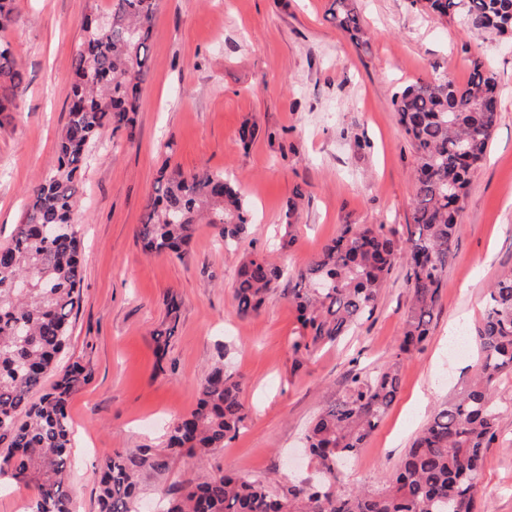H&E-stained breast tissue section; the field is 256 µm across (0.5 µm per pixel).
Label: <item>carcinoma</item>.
<instances>
[{
    "label": "carcinoma",
    "mask_w": 512,
    "mask_h": 512,
    "mask_svg": "<svg viewBox=\"0 0 512 512\" xmlns=\"http://www.w3.org/2000/svg\"><path fill=\"white\" fill-rule=\"evenodd\" d=\"M413 2L441 19H461L474 32L512 38V0ZM158 8L159 0H116L107 15L83 18L57 168L31 187L22 223L0 246V480L32 490L26 512H76L67 483L74 466L69 405L87 374L74 364L49 391L34 394L64 350L80 302L77 176L104 129L135 133ZM330 15L351 42L367 44L355 0H332ZM13 23L12 0H0V112L17 108L24 80L6 37ZM499 97L498 81L481 59L472 61L463 85L434 78L397 91L393 112L416 158L405 248L381 225L345 224L297 273L288 300L302 329L295 349L307 352L336 344L372 317L401 250L412 293L395 356L369 374H351L344 398L308 429L317 482L206 473L169 486L162 495L165 512H475V478L497 430L494 382L512 372V268L490 285L485 313L470 335L480 355L477 373L437 406L397 470L379 488L350 495L336 493V479L338 463L364 446L396 400L402 357L429 336L466 190L499 121ZM201 223L235 246L254 214L222 172L162 169L137 228L143 249L178 255ZM284 274L264 255L244 258L234 284L238 313H259ZM179 321L180 304L172 296L152 331L157 354L164 355ZM245 416L240 377L223 362L210 366L195 407L168 425L165 447L116 450L100 464L99 512H139L144 471L163 474L182 454L203 463L224 451Z\"/></svg>",
    "instance_id": "cac0c4a2"
}]
</instances>
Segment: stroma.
<instances>
[{"label":"stroma","mask_w":512,"mask_h":512,"mask_svg":"<svg viewBox=\"0 0 512 512\" xmlns=\"http://www.w3.org/2000/svg\"><path fill=\"white\" fill-rule=\"evenodd\" d=\"M115 0H15L11 51L23 74L19 107L0 113V244L23 220L29 189L57 165L70 61L81 21ZM331 0H161L149 41L134 135L105 129L80 175L75 215L81 300L64 354L43 389L80 364L88 382L70 405L76 465L69 489L78 512H98L97 471L115 449L164 447L166 428L196 404L206 369L228 362L242 375L247 409L223 452L197 467L175 458L140 477L141 512L162 487L200 471L236 470L298 484L311 481L309 423L335 405L351 373H368L395 352L410 303L397 261L373 316L332 347L294 353L300 328L288 291L342 225L412 221L415 157L392 108L401 86L434 77L465 81L482 58L501 85L500 118L460 217L446 285L422 350L400 367L399 394L364 448L338 468L336 491L378 487L415 434L472 374L477 348H448L454 327L472 331L498 272L512 266V40L475 34L421 11L412 0H357L368 43L352 44L331 21ZM257 125L242 144L243 125ZM236 178L256 217L240 246L200 225L181 256L145 254L136 230L160 168ZM302 192L301 209L287 205ZM294 232L295 243L279 242ZM289 269L256 315L240 317L234 275L244 252ZM181 303L178 332L163 356L151 333L168 296ZM498 437L477 474L478 512H512V373L499 377Z\"/></svg>","instance_id":"35a3bbf8"}]
</instances>
